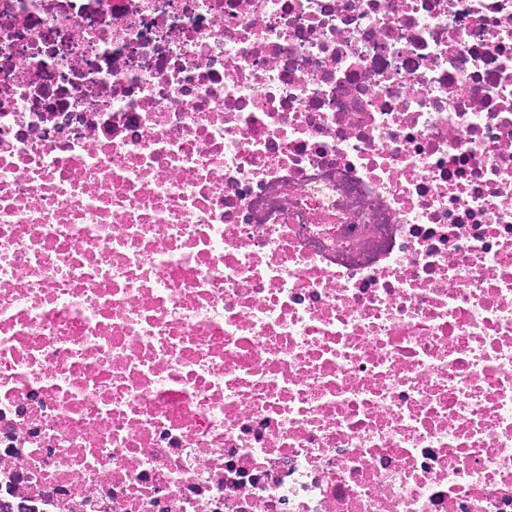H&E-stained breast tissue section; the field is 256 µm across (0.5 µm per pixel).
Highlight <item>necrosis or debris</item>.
I'll return each instance as SVG.
<instances>
[{
  "instance_id": "1",
  "label": "necrosis or debris",
  "mask_w": 512,
  "mask_h": 512,
  "mask_svg": "<svg viewBox=\"0 0 512 512\" xmlns=\"http://www.w3.org/2000/svg\"><path fill=\"white\" fill-rule=\"evenodd\" d=\"M0 502L512 512V0H0Z\"/></svg>"
}]
</instances>
